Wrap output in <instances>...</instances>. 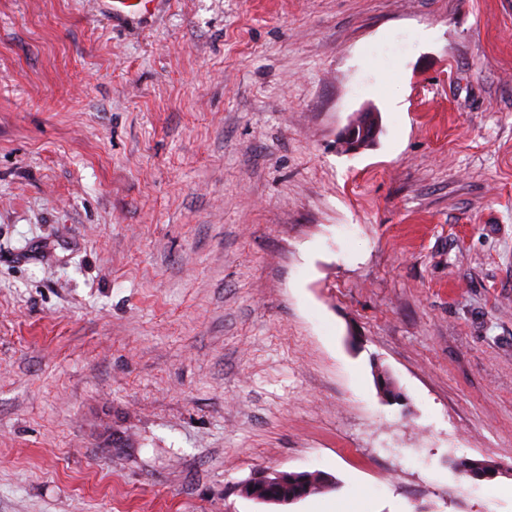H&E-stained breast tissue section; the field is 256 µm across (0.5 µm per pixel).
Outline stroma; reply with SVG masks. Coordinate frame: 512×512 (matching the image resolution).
<instances>
[{"label":"stroma","mask_w":512,"mask_h":512,"mask_svg":"<svg viewBox=\"0 0 512 512\" xmlns=\"http://www.w3.org/2000/svg\"><path fill=\"white\" fill-rule=\"evenodd\" d=\"M103 12L0 0V512H512V0ZM456 468H462L469 472V479L475 483L495 480L501 474H497L499 467L487 458H471L467 456L457 457L452 460ZM307 476V482L304 488L299 485H295L293 480L288 481V477L297 478L298 474L288 471H263L260 472L248 480L244 481L240 487V493L246 498L255 496H264L266 490L275 485L288 484V487H282L276 491H273L274 495H288V497H280L278 499H268L269 501H258L253 498H249L257 503H288V499H294V503L303 500L311 495L321 494L330 492L337 488V481L333 477L321 470L302 471ZM323 476L331 477L332 480L326 482Z\"/></svg>","instance_id":"35a3bbf8"}]
</instances>
